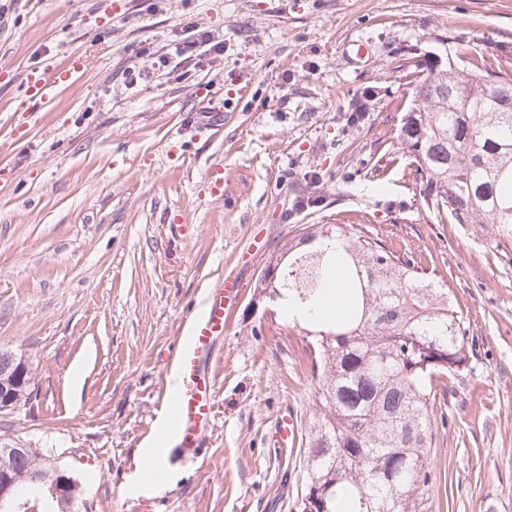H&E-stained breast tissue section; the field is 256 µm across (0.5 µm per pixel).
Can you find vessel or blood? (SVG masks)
I'll return each mask as SVG.
<instances>
[{
	"mask_svg": "<svg viewBox=\"0 0 512 512\" xmlns=\"http://www.w3.org/2000/svg\"><path fill=\"white\" fill-rule=\"evenodd\" d=\"M79 69L80 64L75 61L65 69L49 65L29 72L28 98L42 104L52 103L60 87L73 80ZM224 326V291L216 288L205 300L202 313L193 319L171 363L175 386L169 398L168 418L159 427L160 435L171 447L168 462L186 464L202 454L215 398L214 378L207 361L224 334Z\"/></svg>",
	"mask_w": 512,
	"mask_h": 512,
	"instance_id": "obj_1",
	"label": "vessel or blood"
}]
</instances>
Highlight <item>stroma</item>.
Listing matches in <instances>:
<instances>
[{"instance_id": "1", "label": "stroma", "mask_w": 512, "mask_h": 512, "mask_svg": "<svg viewBox=\"0 0 512 512\" xmlns=\"http://www.w3.org/2000/svg\"><path fill=\"white\" fill-rule=\"evenodd\" d=\"M0 0V346L32 363V404L0 442L52 455L81 482L75 512H298L307 343L276 302L252 309L271 256L311 224H362L452 292L470 364L437 395L436 482L415 512H512V242L440 223L400 119L401 59L458 36L512 57V0ZM224 53L170 57L128 85L140 48L187 23ZM82 66L48 105L25 79ZM227 324L214 418L196 464L163 486L138 470L170 352L216 282Z\"/></svg>"}]
</instances>
